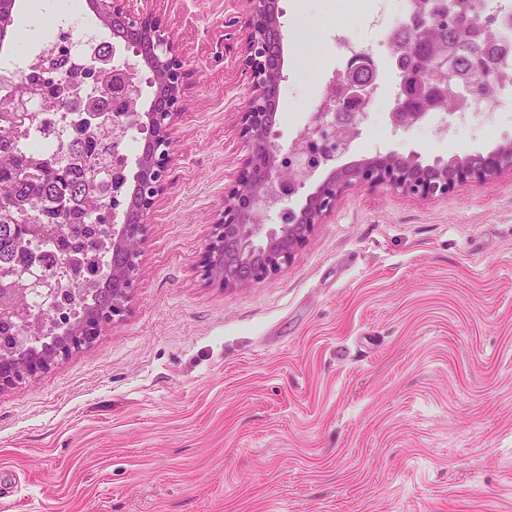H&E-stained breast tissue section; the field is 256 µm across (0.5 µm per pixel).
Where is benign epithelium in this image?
I'll list each match as a JSON object with an SVG mask.
<instances>
[{
	"instance_id": "7a95c632",
	"label": "benign epithelium",
	"mask_w": 512,
	"mask_h": 512,
	"mask_svg": "<svg viewBox=\"0 0 512 512\" xmlns=\"http://www.w3.org/2000/svg\"><path fill=\"white\" fill-rule=\"evenodd\" d=\"M239 17L240 52L251 95L243 116V136L250 146L249 157L238 182L227 192L224 211L214 224L208 246L205 272L226 287H243L260 281L288 264L294 253L310 238L336 206L344 192L355 187H388L405 196L419 198L446 195L472 182H483L503 170H512V141L487 155L479 164L464 159L437 160L422 164L417 156L394 151L364 159L353 165L339 161L349 152L356 129V116L370 99L375 73L366 55L351 58L344 78L331 83L328 91L333 120L317 119L302 166L294 164L296 147L284 156L272 140L270 106L276 101L282 66L281 33L275 21L277 0H243ZM112 16L113 28L135 34L137 41L124 40V49L139 59L153 88L148 105L139 93H131L132 77L112 73V99L126 101V114L113 115L124 128L144 130L152 141L145 158L146 179L140 186L137 217L125 222L119 234V248L112 254V277L119 287L112 289V304L99 309L93 318L82 322L67 336L60 337L47 356L26 354L28 339H15V353L0 355V389L25 379H34L48 370L57 357L67 356L91 345L102 330L122 315L128 291L133 287L131 268L141 253L147 216L166 179L171 131L181 113L185 94L182 56L167 27L157 16L136 14L130 0H103ZM422 82L418 87L400 86L389 120L396 128L409 129L426 121L428 115L448 102L447 77H455L454 53L436 48L423 61ZM49 102L46 95L25 94L15 100L19 112L37 110ZM322 168L329 176L320 182L298 210L288 200L307 183L315 180ZM277 215L278 224L267 230L263 221Z\"/></svg>"
}]
</instances>
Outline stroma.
I'll use <instances>...</instances> for the list:
<instances>
[{
    "label": "stroma",
    "instance_id": "stroma-1",
    "mask_svg": "<svg viewBox=\"0 0 512 512\" xmlns=\"http://www.w3.org/2000/svg\"><path fill=\"white\" fill-rule=\"evenodd\" d=\"M279 0L274 137L344 29L380 43L357 0ZM187 73L167 185L123 315L40 377L0 391V512H512V171L445 196L354 188L274 275L227 288L201 262L248 153L240 0H147ZM321 47L308 61L299 29ZM376 151L422 163L512 140L394 131Z\"/></svg>",
    "mask_w": 512,
    "mask_h": 512
}]
</instances>
